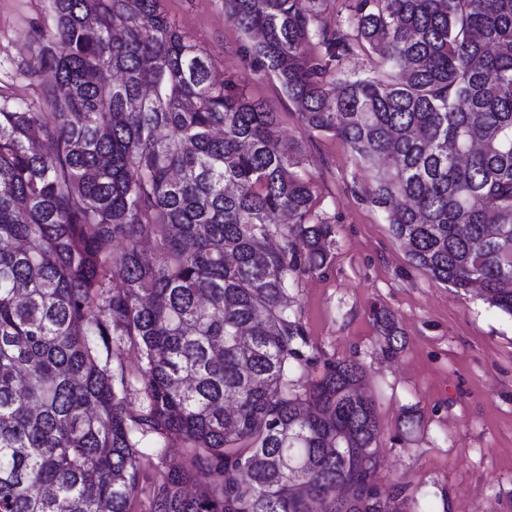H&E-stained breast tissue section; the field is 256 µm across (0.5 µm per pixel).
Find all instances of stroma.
<instances>
[{
  "mask_svg": "<svg viewBox=\"0 0 512 512\" xmlns=\"http://www.w3.org/2000/svg\"><path fill=\"white\" fill-rule=\"evenodd\" d=\"M208 56L214 72L277 115L278 130L315 191L316 216L333 226L331 262L290 291L310 344L328 359L356 358L375 400L383 448L379 483H400L417 512H512V317L414 267L366 196L377 172L337 136L309 130L224 0H159ZM46 0H0V100L36 101L25 77L47 24ZM393 313L402 348L386 356L372 311ZM413 413V423L403 421Z\"/></svg>",
  "mask_w": 512,
  "mask_h": 512,
  "instance_id": "1",
  "label": "stroma"
}]
</instances>
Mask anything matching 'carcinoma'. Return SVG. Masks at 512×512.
Wrapping results in <instances>:
<instances>
[{"label":"carcinoma","mask_w":512,"mask_h":512,"mask_svg":"<svg viewBox=\"0 0 512 512\" xmlns=\"http://www.w3.org/2000/svg\"><path fill=\"white\" fill-rule=\"evenodd\" d=\"M322 2L224 5L310 130L388 162L410 261L512 316V0H353L344 29ZM47 10L43 101H0V512H415L379 494L362 364L288 308L333 229L275 113L158 0ZM356 45L387 71L345 74Z\"/></svg>","instance_id":"obj_1"}]
</instances>
